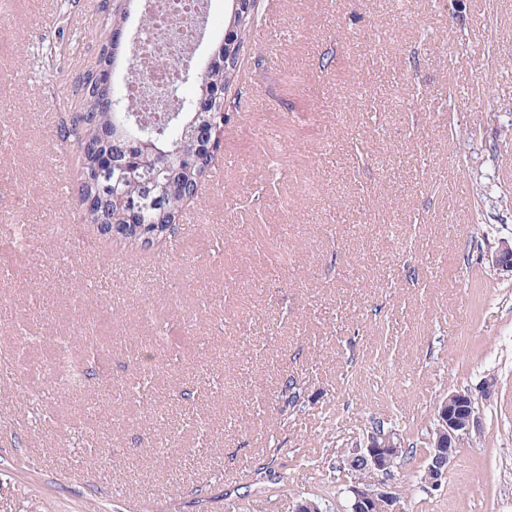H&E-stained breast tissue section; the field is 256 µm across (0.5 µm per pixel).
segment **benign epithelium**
<instances>
[{
  "instance_id": "benign-epithelium-1",
  "label": "benign epithelium",
  "mask_w": 512,
  "mask_h": 512,
  "mask_svg": "<svg viewBox=\"0 0 512 512\" xmlns=\"http://www.w3.org/2000/svg\"><path fill=\"white\" fill-rule=\"evenodd\" d=\"M491 262L497 270L512 273V243H502ZM496 389V379L489 377L480 385L478 393L468 389L453 391L436 406V438L429 440L435 451L425 471V486L430 489L441 486L459 442L478 429L479 416L472 409L475 396L489 400ZM402 454V441L397 433L388 431L368 436L363 448L347 460L348 468L366 469L371 475L369 479L356 478L349 487L351 512H403L399 495L383 482Z\"/></svg>"
}]
</instances>
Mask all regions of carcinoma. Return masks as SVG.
I'll return each instance as SVG.
<instances>
[{
    "instance_id": "obj_1",
    "label": "carcinoma",
    "mask_w": 512,
    "mask_h": 512,
    "mask_svg": "<svg viewBox=\"0 0 512 512\" xmlns=\"http://www.w3.org/2000/svg\"><path fill=\"white\" fill-rule=\"evenodd\" d=\"M139 0H124L112 10L111 24L125 26L132 6ZM262 8L237 11L229 19L228 27L236 31V44L219 46L209 63L200 70H192L166 89L169 98L177 100L178 111L156 122L138 106L128 93H119L115 84L86 77L80 87L78 110L62 128V141L75 146L82 158L78 197L94 196V205L83 208L87 224L112 225L121 229V240L140 245L144 233L151 241H170L176 233V219L183 207L182 197L172 195L169 184L176 181L182 193L191 196L203 182L212 177L214 156L202 151L195 138V129L204 128L221 120V114L230 112L224 92L234 85L239 72V56L246 52L255 32ZM192 84L195 95L187 97L183 87ZM206 98L209 107L196 111L198 100ZM147 128L160 155L127 169L120 162L139 153L137 126ZM109 152L117 165L99 166V158ZM156 347L150 343L137 350V357L147 369L146 376L158 368L154 361ZM157 460L173 464L179 461V449L170 447V437L163 430L153 443Z\"/></svg>"
}]
</instances>
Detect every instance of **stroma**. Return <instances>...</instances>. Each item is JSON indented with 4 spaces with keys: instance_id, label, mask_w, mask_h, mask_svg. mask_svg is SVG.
I'll use <instances>...</instances> for the list:
<instances>
[{
    "instance_id": "1",
    "label": "stroma",
    "mask_w": 512,
    "mask_h": 512,
    "mask_svg": "<svg viewBox=\"0 0 512 512\" xmlns=\"http://www.w3.org/2000/svg\"><path fill=\"white\" fill-rule=\"evenodd\" d=\"M274 2L233 165L141 251L83 223L60 141L103 0H0V352L30 361L0 371V512H345V463L379 427L403 441L386 484L405 512H512V276L491 264L512 241V70L484 55L512 61V0ZM159 321L181 344L131 395ZM61 336L96 339L73 393L47 368ZM491 374L425 489L437 401ZM161 428L177 471L153 460Z\"/></svg>"
}]
</instances>
